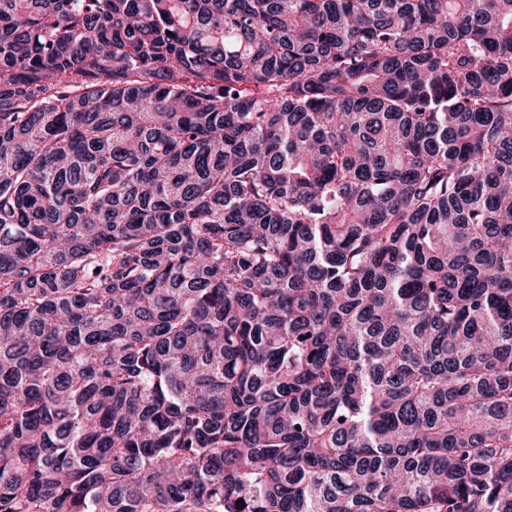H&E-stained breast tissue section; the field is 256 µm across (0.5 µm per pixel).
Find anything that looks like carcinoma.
<instances>
[{
  "label": "carcinoma",
  "instance_id": "cac0c4a2",
  "mask_svg": "<svg viewBox=\"0 0 512 512\" xmlns=\"http://www.w3.org/2000/svg\"><path fill=\"white\" fill-rule=\"evenodd\" d=\"M0 512H512V0H0Z\"/></svg>",
  "mask_w": 512,
  "mask_h": 512
}]
</instances>
